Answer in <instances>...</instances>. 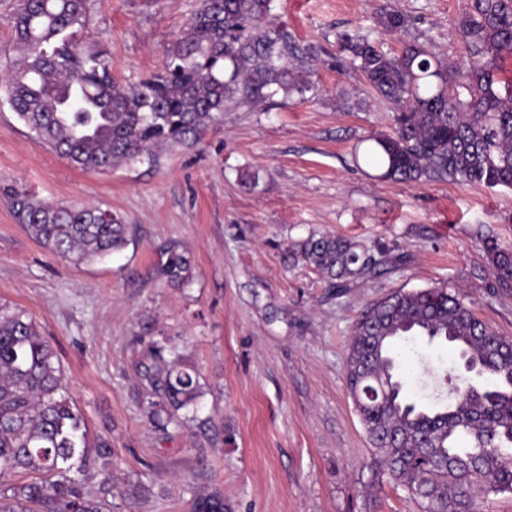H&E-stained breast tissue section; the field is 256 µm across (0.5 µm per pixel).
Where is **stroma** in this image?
Wrapping results in <instances>:
<instances>
[{
	"mask_svg": "<svg viewBox=\"0 0 512 512\" xmlns=\"http://www.w3.org/2000/svg\"><path fill=\"white\" fill-rule=\"evenodd\" d=\"M466 0H275L271 21L303 50L305 92L226 110L201 140L98 173L74 167L0 108V304L24 310L58 353L63 383L90 441L107 439L110 512H191L205 487L226 512H420L373 462L346 386L352 326L396 290L447 287L512 336V284H499L478 234L512 247V189L451 181L398 183L364 162V137L389 131L391 104L360 72L338 66L340 33L372 31L380 49L431 46L448 65ZM200 0H88L83 43L103 49L124 85L158 71ZM398 9L406 30L379 31ZM96 204L122 217L124 249L77 264L37 242L7 202ZM349 237L385 273L344 293L289 265L311 232ZM190 259L168 281L169 249ZM157 341L195 369L197 420L160 431L147 416L146 347ZM410 387L459 359L406 342Z\"/></svg>",
	"mask_w": 512,
	"mask_h": 512,
	"instance_id": "35a3bbf8",
	"label": "stroma"
}]
</instances>
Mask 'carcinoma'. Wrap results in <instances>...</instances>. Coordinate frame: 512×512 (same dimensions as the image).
<instances>
[{"label": "carcinoma", "instance_id": "obj_1", "mask_svg": "<svg viewBox=\"0 0 512 512\" xmlns=\"http://www.w3.org/2000/svg\"><path fill=\"white\" fill-rule=\"evenodd\" d=\"M274 0H201L162 69L123 86L104 50L81 45L87 0H16L18 58L0 95L34 135L72 165L107 171L181 145L243 103L263 104L300 91L288 32L270 22ZM410 19L382 13L397 33ZM466 77L426 45L396 55L369 36L343 33L339 47L377 92L396 106L391 130L365 139L363 157L381 177L400 182L452 181L512 188V81L498 61L512 55V0H470L457 26ZM18 223L43 246L76 262L102 259L127 243V225L108 208L48 204L24 191L10 195ZM501 284L512 283V250L479 231ZM288 260L315 269L331 288L381 271L384 261L332 233L290 244ZM190 260L170 252L163 273L187 279ZM418 336L452 346L478 378H440L430 404L407 395L397 343ZM142 376L156 426L194 420L201 397L195 370L153 341ZM347 388L372 447L374 463L414 496L422 512H473L479 493L512 492V337L475 316L446 288L392 292L354 324ZM86 423L62 382L55 350L23 311L0 306V474L41 476L0 488V512H108L106 497L85 491L91 455ZM192 512H225L224 493L199 490Z\"/></svg>", "mask_w": 512, "mask_h": 512}]
</instances>
